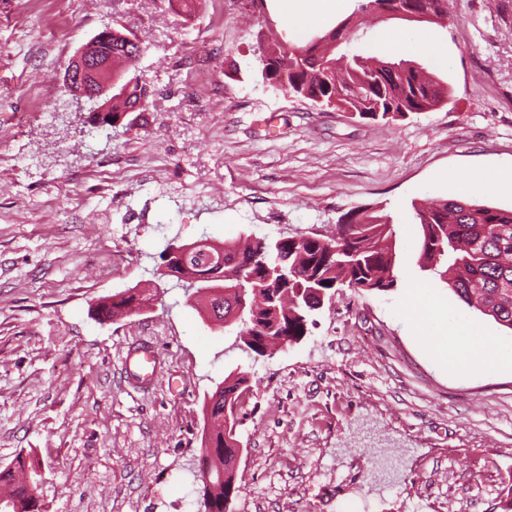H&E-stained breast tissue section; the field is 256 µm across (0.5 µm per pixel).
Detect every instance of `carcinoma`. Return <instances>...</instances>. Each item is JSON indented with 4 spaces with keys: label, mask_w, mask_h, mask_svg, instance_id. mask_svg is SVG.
Masks as SVG:
<instances>
[{
    "label": "carcinoma",
    "mask_w": 512,
    "mask_h": 512,
    "mask_svg": "<svg viewBox=\"0 0 512 512\" xmlns=\"http://www.w3.org/2000/svg\"><path fill=\"white\" fill-rule=\"evenodd\" d=\"M418 11L442 19L448 0H406ZM357 35L349 34L339 46L281 42L267 50L266 57L278 65L275 83L311 100L318 96L336 107L347 108L363 119L390 122L410 113L426 112L440 105L447 88L425 77L413 62L383 61L365 57L352 46ZM99 52L124 59L117 68L126 74L143 54L140 43L114 30L112 39L97 43ZM145 87L134 85L129 96L112 102V120L117 121L130 104L147 101ZM396 111H389L390 107ZM420 224L418 263L424 272L440 278L465 309H476L498 324L512 329V209L474 205L457 199H441L415 207ZM218 249L196 246L168 266L179 280L198 276L211 285L234 288L239 277L267 292L269 301L254 320L231 319L239 296L228 293L209 302L217 319H227L226 328L245 340L258 356L266 355L267 339L293 342L307 335L316 324L317 307L306 298L320 292L335 294L341 288L386 291L396 282L394 267L398 244L388 216L359 208L344 214L336 234L329 238L300 236L256 238L241 247L232 241ZM153 294L137 291L117 293L98 304L103 308L133 310ZM252 395L247 373L235 369L205 396L203 411L210 427L204 429L201 447L208 466L202 479L198 512H229L241 492L236 469L228 466L240 451L238 428L248 417L246 399ZM0 485L9 487L0 499V512H38L37 486L15 481L9 468L0 470Z\"/></svg>",
    "instance_id": "cac0c4a2"
}]
</instances>
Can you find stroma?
<instances>
[{
  "mask_svg": "<svg viewBox=\"0 0 512 512\" xmlns=\"http://www.w3.org/2000/svg\"><path fill=\"white\" fill-rule=\"evenodd\" d=\"M277 0H0V470L40 464V512H197L203 402L249 372L232 512H494L512 484V330L417 264V204L512 208V188L470 191L471 171L512 170V0H448L442 23L378 17L357 44L383 58L390 30L429 33L442 56L404 59L448 87L433 110L388 125L264 79L259 41L312 43ZM111 27L145 51L147 106L104 127L63 87L84 44ZM376 208L402 243L387 291L337 293L297 344L259 357L210 322L164 250L208 238L327 236ZM426 285L509 361L476 375L426 338L445 323L405 307ZM136 288L152 308L100 321ZM150 341L148 389L122 358ZM155 294L152 293H146L145 291H137L131 294L127 293H117L112 296H108L98 304L96 308V312L106 306L107 303H110L112 307H108L100 313L101 317L103 319L112 321V310L114 309L121 310V309H128L130 311L133 310V307H139L141 302L143 300H151Z\"/></svg>",
  "mask_w": 512,
  "mask_h": 512,
  "instance_id": "1",
  "label": "stroma"
}]
</instances>
